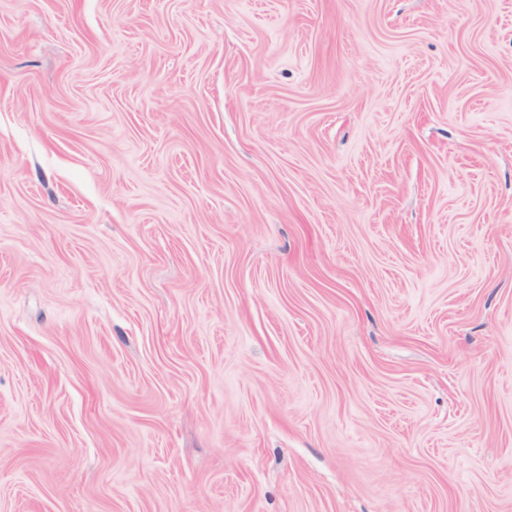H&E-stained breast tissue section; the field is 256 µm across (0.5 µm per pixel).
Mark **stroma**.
I'll use <instances>...</instances> for the list:
<instances>
[{
  "instance_id": "obj_1",
  "label": "stroma",
  "mask_w": 512,
  "mask_h": 512,
  "mask_svg": "<svg viewBox=\"0 0 512 512\" xmlns=\"http://www.w3.org/2000/svg\"><path fill=\"white\" fill-rule=\"evenodd\" d=\"M0 512H512V0H0Z\"/></svg>"
}]
</instances>
